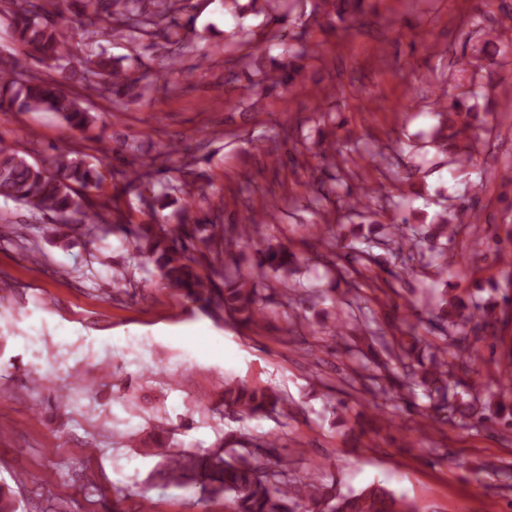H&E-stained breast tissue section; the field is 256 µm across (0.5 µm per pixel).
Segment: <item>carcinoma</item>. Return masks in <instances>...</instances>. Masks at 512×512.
I'll use <instances>...</instances> for the list:
<instances>
[{
	"label": "carcinoma",
	"instance_id": "carcinoma-1",
	"mask_svg": "<svg viewBox=\"0 0 512 512\" xmlns=\"http://www.w3.org/2000/svg\"><path fill=\"white\" fill-rule=\"evenodd\" d=\"M3 12L10 21L16 41L23 51L6 64H0V112L15 109L26 112H54L73 130L81 131L91 122V109L80 95L71 91L74 85H87L96 92L108 95L119 106L127 101L142 99L149 94L155 78L134 77L120 61L103 51L75 49L67 32L47 23L51 15L74 13L85 32L98 27L112 31L131 44L159 37L168 44L189 43V26L194 17L181 21V15L190 8L191 0H3ZM282 0H249L254 12H273L270 20L280 25L278 45L281 59L271 58L270 67L256 62L243 65L238 76L239 95L231 110L244 106L257 107L267 93L279 89L292 91L303 81L306 66L303 60L314 55L304 47L300 50L288 43L290 13L277 11ZM368 0H311L308 18L301 23L324 24L334 31L347 30L365 12ZM482 40L473 44L471 52L460 57L454 67L457 94L437 97L435 116L438 123L433 138L437 155L445 159L450 171H461L476 165L485 146L481 132L485 130V115L508 111V98L501 96L500 87L506 79L493 69L494 57L512 54V41L504 42L496 28L482 29ZM235 41L263 51L266 35L242 25L232 32ZM43 65L45 73L29 70L27 61ZM327 142L320 158L337 168L334 180L344 187L343 219L371 209V202L382 200L388 204L393 194L384 184L375 187H353L344 181L359 161L380 156L373 149H341V139L320 134ZM130 156L123 159L125 168L118 174L127 185L144 183L152 177L151 162L139 160L137 148L129 145ZM105 156L102 149L91 155L74 150L69 144L54 147V153L45 164L30 162L20 152L0 139V199L12 201L30 210L47 211L59 218L64 226L78 228L84 224H99L103 214L88 207L84 192L100 190L105 180ZM162 192L149 200L156 223L141 224L136 228L119 226L125 238L131 240L136 252L153 264L170 286L178 288L192 301H201L224 309L226 319L242 326L256 325L263 317L264 292L273 289L266 284L269 273L278 272L294 264L298 257L282 243L272 244L260 236L262 225L275 219L276 205L252 212L244 224L229 228L211 224H179L171 228L164 224L158 210L178 202L187 205L193 198L187 184L169 186L159 180ZM336 194V188L325 187L316 181L305 197L307 207L316 216L310 228L327 241L333 260L331 266L337 276L356 294L361 280L367 278L372 266L382 267L396 281L409 273L404 266L397 271L381 266L374 256L354 245L340 244V225L326 220L324 203ZM482 221V215L464 203L440 204L429 223L409 226L405 216L385 226L382 244L390 255L402 262H417L435 269L442 288L438 291L436 307L423 312L411 303L406 304L402 318L406 330L403 336L387 341L375 313L353 301L344 302L336 312L333 324L338 336L345 330L359 331L377 337L385 351V359L376 360L377 368L385 372L388 386L383 393L393 402V408L408 403V397L423 395L425 407L412 403L424 421L436 422L439 413L450 410L463 425L475 431L497 420L512 427V390L502 396L511 399L495 406L478 407L471 396L481 391L482 384L469 377L477 373L471 358H463L484 334H495L498 318L496 305L483 301L475 294L451 287L450 280L467 263L462 255L448 249L461 225L469 219ZM252 244L262 255L260 272L251 277L233 271L223 262V255L240 244ZM204 268L202 274L198 268ZM282 296L303 293V302L316 307L322 296L304 291L295 284L280 281ZM436 325L449 338L445 345L428 343L419 334L423 324ZM224 407L242 417L269 413L288 415V399L270 387H251L234 381H224ZM158 448L154 456L162 459L164 477L171 483L201 482L213 497H222L235 504V512H418L415 503L397 496L380 484H371L359 492L343 494L333 484L322 483L319 463L303 478L288 481V458L281 456L271 442H240L236 447H221L205 457L190 452H163L165 443L156 433L143 441V447Z\"/></svg>",
	"mask_w": 512,
	"mask_h": 512
}]
</instances>
